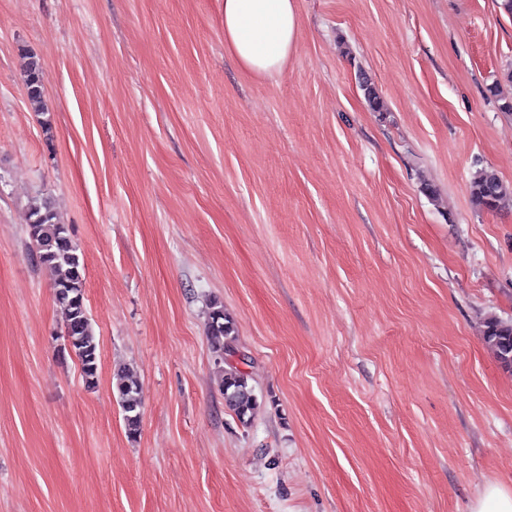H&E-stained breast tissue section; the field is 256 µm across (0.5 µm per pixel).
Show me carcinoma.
I'll return each instance as SVG.
<instances>
[{"label":"carcinoma","instance_id":"obj_1","mask_svg":"<svg viewBox=\"0 0 512 512\" xmlns=\"http://www.w3.org/2000/svg\"><path fill=\"white\" fill-rule=\"evenodd\" d=\"M22 77L33 111L45 116L44 126L51 130L49 109L41 83L40 59L29 52L23 54ZM360 90L374 112L385 111L384 102L375 85L366 77ZM470 196L475 207L494 212L512 203V185L489 168L479 170L470 183ZM28 236L31 255L36 264L53 274L54 301L63 316V351L74 356L80 375L93 387L98 381L100 355L98 342L85 299V266L74 242L69 225L60 221L50 198L32 199L28 207ZM483 341L494 361L505 364L512 358V319L490 314L482 322ZM206 336L220 373V387L225 406L240 424L247 426L257 414L261 401L250 376L239 367L247 363L238 346L235 321L224 312L219 301L210 303L206 313ZM114 390L123 414L128 436L136 438L141 426V387L134 370L125 367L114 375Z\"/></svg>","mask_w":512,"mask_h":512}]
</instances>
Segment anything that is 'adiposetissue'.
Masks as SVG:
<instances>
[{
    "label": "adipose tissue",
    "instance_id": "1",
    "mask_svg": "<svg viewBox=\"0 0 512 512\" xmlns=\"http://www.w3.org/2000/svg\"><path fill=\"white\" fill-rule=\"evenodd\" d=\"M299 31L295 0H224V46L251 74L282 72Z\"/></svg>",
    "mask_w": 512,
    "mask_h": 512
}]
</instances>
